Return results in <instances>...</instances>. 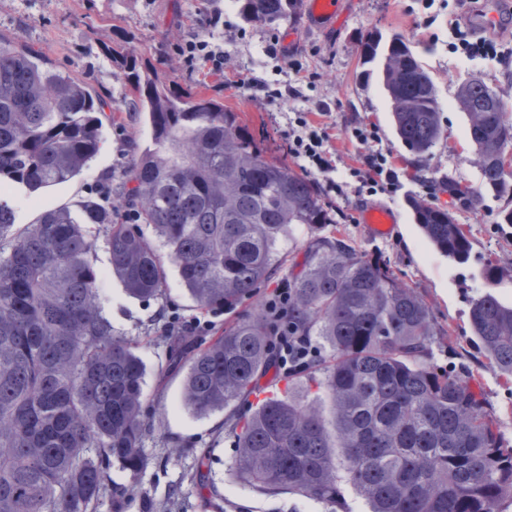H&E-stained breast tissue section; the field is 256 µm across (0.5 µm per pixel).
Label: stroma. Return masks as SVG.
Listing matches in <instances>:
<instances>
[{
	"label": "stroma",
	"instance_id": "35a3bbf8",
	"mask_svg": "<svg viewBox=\"0 0 512 512\" xmlns=\"http://www.w3.org/2000/svg\"><path fill=\"white\" fill-rule=\"evenodd\" d=\"M227 0H0V37L27 45L58 69L88 83L107 103L100 130L101 148L75 179L37 192L9 185L6 196L15 211L16 227L34 223L42 213L69 207L81 216L85 201L96 197L100 182H116L128 174L136 159L152 147L151 132L142 116L129 111L128 89L115 64L99 52L102 43H124L135 54L150 58L168 79L194 92L216 97L237 112L254 138L281 161H288L289 119L295 111L322 112L332 123L330 147L337 167L353 164L357 147L354 127L373 124L380 148L392 155L400 189L395 196L327 194L336 215L325 225L329 234L348 237L357 254L387 261L399 282L412 288L429 307L441 330L432 361L445 372L462 376L481 393L495 415L506 441L512 443V374L501 372L473 339L469 310L477 295L493 290L512 305V229L498 222L499 201L487 199L476 209H454L448 195H427L421 184L431 178L454 177L471 187L480 185V168L468 138L469 121L456 105L459 87L483 78L499 94L505 118L512 122V31L491 43L493 54L466 55L467 36L460 19L467 0H343L338 28L323 33L305 21L276 25H244ZM224 11V69L246 78L249 88L225 86L223 77L206 70L187 73L175 48L197 32V18L214 9ZM400 33L430 75L442 110V135L426 160H418L396 138L390 124L391 104L377 78L362 64L363 42L372 31ZM289 38L286 53L271 52L275 38ZM292 85L299 98L269 101L268 87ZM453 210L458 224L473 240L466 262L441 256L420 237L411 220L408 198ZM392 210L398 219L394 234L370 239L356 217L369 204ZM95 265L100 272L99 295L117 333L137 342L146 369L144 395L156 426L144 441L147 468L135 483L134 495L122 509L103 499L97 512H147L143 501L160 503L169 490L179 498L166 512H213L209 502L221 495L224 512H369L354 490H345L335 504L295 494L271 495L230 479L228 469L237 450L224 422V412L199 417L182 403V375L170 366L159 329L171 320L187 324L198 313L183 288L178 269L167 264V286L158 298L129 297L113 276L104 235L96 237ZM506 271L497 288L484 278L488 266ZM208 452L212 489L202 490L193 476L198 456Z\"/></svg>",
	"mask_w": 512,
	"mask_h": 512
}]
</instances>
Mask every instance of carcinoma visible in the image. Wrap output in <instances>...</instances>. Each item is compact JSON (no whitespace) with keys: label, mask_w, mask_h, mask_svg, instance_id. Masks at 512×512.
<instances>
[{"label":"carcinoma","mask_w":512,"mask_h":512,"mask_svg":"<svg viewBox=\"0 0 512 512\" xmlns=\"http://www.w3.org/2000/svg\"><path fill=\"white\" fill-rule=\"evenodd\" d=\"M234 2L246 24L298 19L299 0ZM102 50L155 144L119 187L154 238L94 203L80 221L63 207L16 231L0 196V241L9 247L0 251V512H96L107 491L118 503L133 491L111 486L112 466L135 479L148 464L143 442L154 421L143 411V366L100 302L92 224L131 296L162 293L161 244L195 308L229 313L280 271L281 239L307 230L303 262L283 277L287 303L244 314L200 346L178 325L162 335L170 364L185 370L183 404L196 415L251 393L273 368L283 329L324 345L325 359L295 355L273 382L316 387L332 401V420L289 389L246 416L230 415L238 448L231 478L331 504L351 487L370 512H496L512 497V448L481 395L432 364L438 330L428 306L386 262L320 234L335 220L316 183L268 155L224 102L163 82L150 60L119 43ZM379 57L395 134L425 157L441 137L433 81L399 34L369 36L364 62ZM469 96L481 108H461L481 187L451 177L438 184L472 209L487 194L508 195L512 122L485 81ZM103 108L84 82L0 39V184L36 191L79 175L100 149ZM409 205L436 252L460 263L470 255L471 239L450 211ZM470 323L484 353L512 373V306L481 294Z\"/></svg>","instance_id":"cac0c4a2"}]
</instances>
